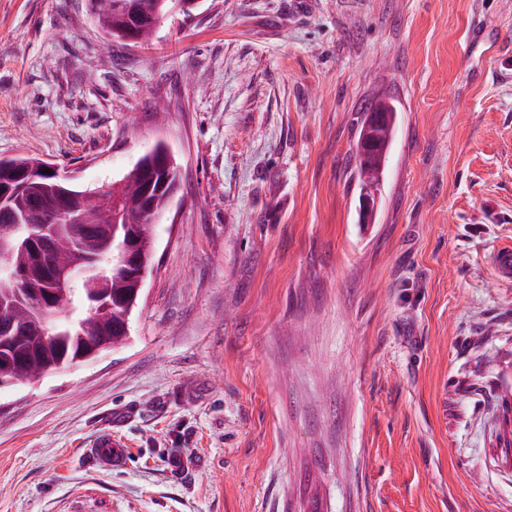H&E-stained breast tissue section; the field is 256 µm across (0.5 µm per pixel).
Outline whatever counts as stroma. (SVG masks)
<instances>
[{
    "label": "stroma",
    "instance_id": "1",
    "mask_svg": "<svg viewBox=\"0 0 512 512\" xmlns=\"http://www.w3.org/2000/svg\"><path fill=\"white\" fill-rule=\"evenodd\" d=\"M111 52L0 0V158L180 170L129 340L0 390V512H512V0H194ZM373 101L369 102L364 107V112H368L364 125L362 128L361 138L365 146L370 150V153L377 159L383 160L388 152L389 145L387 143H380L374 139V128L388 120H391L393 115L392 109L389 105L382 106L381 108L370 112L373 106ZM379 204V193L374 187H365L359 195V223H374ZM491 265L496 271L497 275L504 279L512 277V242L498 246L497 250L493 253L491 258ZM91 448L98 464L108 470L122 469L128 460L127 443L112 436L110 431L98 433Z\"/></svg>",
    "mask_w": 512,
    "mask_h": 512
}]
</instances>
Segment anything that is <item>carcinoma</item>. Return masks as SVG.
I'll return each mask as SVG.
<instances>
[{"label":"carcinoma","instance_id":"1","mask_svg":"<svg viewBox=\"0 0 512 512\" xmlns=\"http://www.w3.org/2000/svg\"><path fill=\"white\" fill-rule=\"evenodd\" d=\"M177 4L178 0H87V13L103 42L119 41L129 32L145 42L157 20ZM167 154V147L156 143L121 179L111 183L116 210L85 206L82 198L91 187L77 186L70 178L40 174L48 164L42 158L19 153L0 159V167L35 176L0 195V225L22 226V230L0 237V266L23 274V279L13 281L0 274V290L7 296L3 316L11 321V328L0 332V390L28 385L33 378L93 359L126 339L124 324L141 296L139 277L134 268L116 270L115 263L109 262L112 251H104L100 245L112 240V214L119 210L131 223L128 230L119 232V239L133 238L138 254L151 259L150 212H163L170 202L169 190L180 182L177 164L166 161ZM149 173L155 175V182L146 195L139 187ZM63 208L81 213V223L72 228L74 240L69 250L59 257L39 242L27 245V225H52ZM60 262L80 273V278L66 297L57 299L51 292V278L52 268ZM101 274L110 278V293L102 301L91 302L84 280ZM30 289L42 292L45 303H32ZM89 308L94 322L91 331L81 328Z\"/></svg>","mask_w":512,"mask_h":512}]
</instances>
